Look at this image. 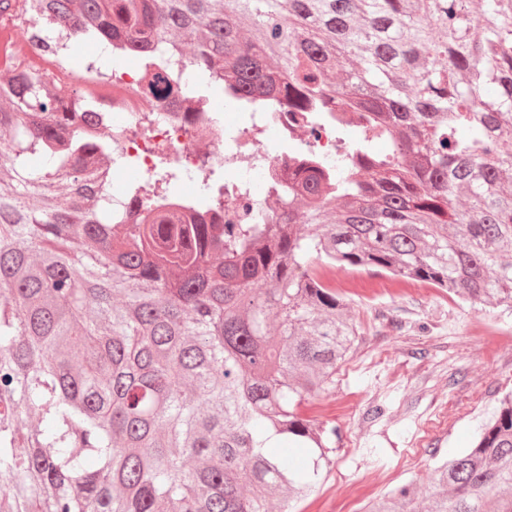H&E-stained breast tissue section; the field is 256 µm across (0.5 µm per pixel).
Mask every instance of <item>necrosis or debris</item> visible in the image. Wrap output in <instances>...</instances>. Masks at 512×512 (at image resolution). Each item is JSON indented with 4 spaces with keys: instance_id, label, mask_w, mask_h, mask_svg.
<instances>
[{
    "instance_id": "1",
    "label": "necrosis or debris",
    "mask_w": 512,
    "mask_h": 512,
    "mask_svg": "<svg viewBox=\"0 0 512 512\" xmlns=\"http://www.w3.org/2000/svg\"><path fill=\"white\" fill-rule=\"evenodd\" d=\"M137 62L121 58L112 74L113 102L85 113L83 124L112 129V180L120 190L112 194V211L122 215L142 211L141 203L125 188L152 180L161 168L180 177L181 188L155 199L158 208L179 209L195 224H262L274 198L271 186L293 187L301 179L309 156L335 164L345 140L357 135L364 124L360 113L290 112L276 104L260 112H188L184 92L156 101L151 113L123 101L124 90L137 86ZM148 133H141V126ZM220 168L232 193L221 214L200 212L195 207L193 183L202 170Z\"/></svg>"
}]
</instances>
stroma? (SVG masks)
<instances>
[{"instance_id": "1", "label": "stroma", "mask_w": 512, "mask_h": 512, "mask_svg": "<svg viewBox=\"0 0 512 512\" xmlns=\"http://www.w3.org/2000/svg\"><path fill=\"white\" fill-rule=\"evenodd\" d=\"M359 344L336 383L305 409L338 427L334 464L300 512H342L368 473L417 480L470 447L512 390V311L424 282L418 294L350 295Z\"/></svg>"}]
</instances>
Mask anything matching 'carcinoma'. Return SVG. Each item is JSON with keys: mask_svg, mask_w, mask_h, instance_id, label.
<instances>
[{"mask_svg": "<svg viewBox=\"0 0 512 512\" xmlns=\"http://www.w3.org/2000/svg\"><path fill=\"white\" fill-rule=\"evenodd\" d=\"M5 13L60 52L10 46L0 79V512H264L275 496L295 512L340 437L301 408L360 336L322 269L512 310V0H0ZM86 41L138 59L149 102L173 90L178 49L204 80L188 112L226 84L246 110L329 112L340 95L390 153L363 136L354 162L309 165L302 224L289 190L269 224L114 220L98 206L112 135L79 124L109 74L89 60L65 85L40 65L72 69ZM430 486L363 512H512V394Z\"/></svg>", "mask_w": 512, "mask_h": 512, "instance_id": "1", "label": "carcinoma"}]
</instances>
